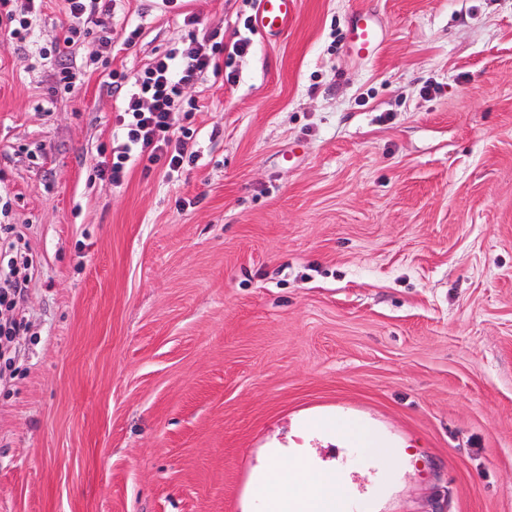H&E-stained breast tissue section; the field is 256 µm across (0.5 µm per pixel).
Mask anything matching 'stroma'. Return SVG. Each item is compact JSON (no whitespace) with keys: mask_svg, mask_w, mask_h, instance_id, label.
Masks as SVG:
<instances>
[{"mask_svg":"<svg viewBox=\"0 0 512 512\" xmlns=\"http://www.w3.org/2000/svg\"><path fill=\"white\" fill-rule=\"evenodd\" d=\"M255 11L117 0L58 94L63 0L0 29V194L38 261L0 512H244L264 449L341 454L315 414L412 449L380 512H512V0H297L273 40ZM216 32L249 46L185 90L196 162L95 177L110 72ZM348 48L359 58H371L380 43V29L373 14L366 9L354 12L348 23Z\"/></svg>","mask_w":512,"mask_h":512,"instance_id":"1","label":"stroma"}]
</instances>
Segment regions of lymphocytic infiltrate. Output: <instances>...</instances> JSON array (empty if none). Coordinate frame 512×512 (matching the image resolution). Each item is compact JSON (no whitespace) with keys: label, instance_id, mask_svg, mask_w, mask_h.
Listing matches in <instances>:
<instances>
[{"label":"lymphocytic infiltrate","instance_id":"1","mask_svg":"<svg viewBox=\"0 0 512 512\" xmlns=\"http://www.w3.org/2000/svg\"><path fill=\"white\" fill-rule=\"evenodd\" d=\"M68 17L61 36L43 50L41 57L53 60L52 89L67 92L72 87L73 67L68 58L76 49L90 46V60L103 57L113 42V30L105 18L112 13L113 0H64ZM247 40L231 44L223 40L204 43L189 41L174 48L134 75L111 73L110 89L121 92L123 109L117 116L121 132L111 148H99L92 171L95 176L120 184L126 171L138 162L174 171L193 163L190 146L194 129L181 123L184 90L203 74L223 76L222 56L245 51ZM37 268V260L23 242L15 225L0 224V382L16 373L19 336L29 322L24 301Z\"/></svg>","mask_w":512,"mask_h":512}]
</instances>
